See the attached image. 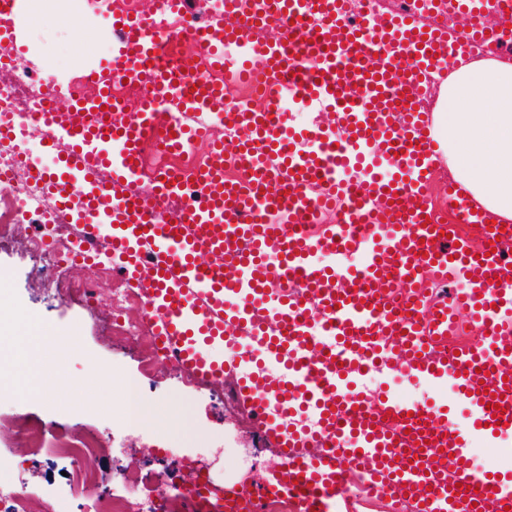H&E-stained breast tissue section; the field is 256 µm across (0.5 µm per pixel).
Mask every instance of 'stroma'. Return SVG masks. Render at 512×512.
<instances>
[{"instance_id":"stroma-1","label":"stroma","mask_w":512,"mask_h":512,"mask_svg":"<svg viewBox=\"0 0 512 512\" xmlns=\"http://www.w3.org/2000/svg\"><path fill=\"white\" fill-rule=\"evenodd\" d=\"M102 8V0H90L75 33L56 25L49 12L19 21L17 67L64 85L79 76L82 66L111 59ZM38 231L37 222L23 216L12 240L0 243V274L5 277L0 305L32 315L43 333L71 338L74 350L59 362L50 350H39L38 391L1 394L0 419L23 415L58 432L88 429L100 445L92 468L104 481L94 494H80L69 459L14 447L10 436L1 433L0 488L15 498L50 501L55 512H96L100 501L114 494L128 498L130 512H143L159 494L175 493L188 483L192 462L202 464L219 488L265 480L277 451L256 446L251 415L235 402L230 385L175 376L160 360L142 369L139 353L112 334L116 280L104 274L98 260L65 261L60 284L37 274L29 241ZM88 286L96 291L91 301L82 297ZM114 368L130 374L153 414L139 430H129L116 417L121 389L99 376Z\"/></svg>"}]
</instances>
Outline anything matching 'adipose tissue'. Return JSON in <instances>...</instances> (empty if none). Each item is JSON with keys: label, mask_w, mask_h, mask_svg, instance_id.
I'll return each instance as SVG.
<instances>
[{"label": "adipose tissue", "mask_w": 512, "mask_h": 512, "mask_svg": "<svg viewBox=\"0 0 512 512\" xmlns=\"http://www.w3.org/2000/svg\"><path fill=\"white\" fill-rule=\"evenodd\" d=\"M431 130L460 194L512 222V60L457 55L440 83Z\"/></svg>", "instance_id": "ef3b65f1"}]
</instances>
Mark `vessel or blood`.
I'll list each match as a JSON object with an SVG mask.
<instances>
[{
    "label": "vessel or blood",
    "instance_id": "1",
    "mask_svg": "<svg viewBox=\"0 0 512 512\" xmlns=\"http://www.w3.org/2000/svg\"><path fill=\"white\" fill-rule=\"evenodd\" d=\"M447 2L465 19L466 39L413 13L353 18L347 0H224L195 55L175 66L140 16L110 14L112 59L92 71L98 96L63 110L50 94L31 115L56 155L42 179L60 217L85 216L77 254L97 253L107 221V253L146 297L164 356L197 380L230 381L276 447L277 471L227 492L236 512L281 495L298 512H332L351 470L415 512L512 506V472L476 471L468 448L476 436L512 438V263L459 233L487 221L457 192L448 194L454 223L428 206L438 156L420 106L429 79L468 45L512 44V0ZM273 24L281 36L259 39ZM199 55L234 78L287 88L293 104L335 121L290 130L279 110L225 108L221 87L191 75ZM117 77L150 87L137 116L109 94ZM160 103L195 122L160 121ZM214 110L235 147L214 143L196 174L198 198L167 216L135 190L142 146L156 138L178 150L206 135L200 118ZM230 153L247 182L225 180ZM102 171L109 186L96 180ZM329 209L335 224L305 230ZM323 255L334 264H321ZM428 273L464 287L451 303H431L421 286ZM458 310L483 336L452 349ZM242 358L248 371L231 375ZM383 371L450 386L464 416L369 389L366 376Z\"/></svg>",
    "mask_w": 512,
    "mask_h": 512
}]
</instances>
